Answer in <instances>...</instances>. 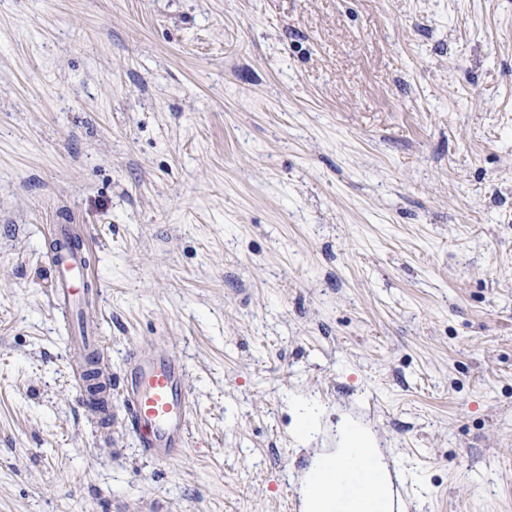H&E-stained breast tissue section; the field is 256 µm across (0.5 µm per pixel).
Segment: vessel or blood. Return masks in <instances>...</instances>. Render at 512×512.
Returning <instances> with one entry per match:
<instances>
[{
	"mask_svg": "<svg viewBox=\"0 0 512 512\" xmlns=\"http://www.w3.org/2000/svg\"><path fill=\"white\" fill-rule=\"evenodd\" d=\"M57 245L48 256L57 305L69 324L74 347L94 350L98 340L80 321L87 287L92 280L83 251L69 244V229L55 228ZM120 394L127 419L140 448L152 459L164 462L186 445L189 416L186 370L173 360L156 359L140 351H129Z\"/></svg>",
	"mask_w": 512,
	"mask_h": 512,
	"instance_id": "vessel-or-blood-1",
	"label": "vessel or blood"
}]
</instances>
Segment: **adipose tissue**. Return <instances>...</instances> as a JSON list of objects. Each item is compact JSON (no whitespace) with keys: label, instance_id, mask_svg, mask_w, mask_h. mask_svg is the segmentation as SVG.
Here are the masks:
<instances>
[{"label":"adipose tissue","instance_id":"ef3b65f1","mask_svg":"<svg viewBox=\"0 0 512 512\" xmlns=\"http://www.w3.org/2000/svg\"><path fill=\"white\" fill-rule=\"evenodd\" d=\"M300 492L306 512H390L391 482L368 434L349 431L343 448L319 454Z\"/></svg>","mask_w":512,"mask_h":512}]
</instances>
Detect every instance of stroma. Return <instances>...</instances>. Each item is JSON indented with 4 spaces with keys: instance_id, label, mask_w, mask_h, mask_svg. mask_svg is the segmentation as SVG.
Wrapping results in <instances>:
<instances>
[{
    "instance_id": "obj_1",
    "label": "stroma",
    "mask_w": 512,
    "mask_h": 512,
    "mask_svg": "<svg viewBox=\"0 0 512 512\" xmlns=\"http://www.w3.org/2000/svg\"><path fill=\"white\" fill-rule=\"evenodd\" d=\"M58 224L104 375L186 368L172 460L79 402ZM345 419L512 512V0H0V512H291ZM57 246L48 256L52 274L54 295L57 306L69 324L71 343L80 350L98 348L96 336L80 321L79 315L87 295L86 286L93 282L92 276L83 261V243L80 248H72L68 243L69 229L64 224L55 227Z\"/></svg>"
}]
</instances>
